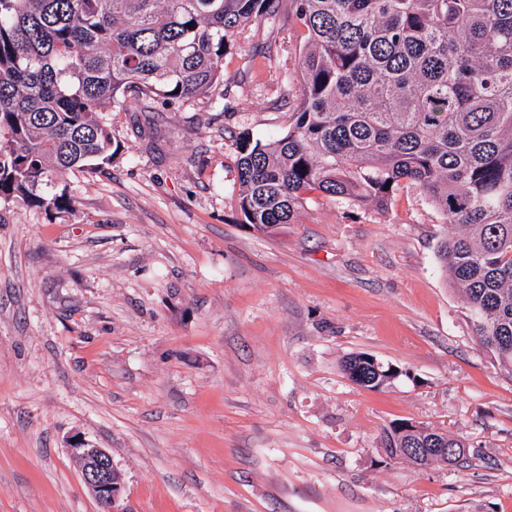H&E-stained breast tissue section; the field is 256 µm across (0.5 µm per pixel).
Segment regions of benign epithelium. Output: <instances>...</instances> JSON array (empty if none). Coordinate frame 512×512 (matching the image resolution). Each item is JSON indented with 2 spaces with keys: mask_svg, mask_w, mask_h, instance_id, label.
<instances>
[{
  "mask_svg": "<svg viewBox=\"0 0 512 512\" xmlns=\"http://www.w3.org/2000/svg\"><path fill=\"white\" fill-rule=\"evenodd\" d=\"M72 460L81 477L100 506V512H129L124 506L122 482L111 455L102 448L77 439L69 445ZM451 450L439 445L426 448H407L404 458H446Z\"/></svg>",
  "mask_w": 512,
  "mask_h": 512,
  "instance_id": "1",
  "label": "benign epithelium"
}]
</instances>
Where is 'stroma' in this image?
Returning <instances> with one entry per match:
<instances>
[{
    "label": "stroma",
    "instance_id": "stroma-1",
    "mask_svg": "<svg viewBox=\"0 0 512 512\" xmlns=\"http://www.w3.org/2000/svg\"><path fill=\"white\" fill-rule=\"evenodd\" d=\"M289 36L282 14L249 25L216 100L114 115L120 149L67 176L70 212L0 204V512H98L75 435L131 512H512V378L420 190L240 221L237 138L286 133L297 103ZM359 352L401 377L355 385ZM400 420L463 438L464 463L386 459ZM72 460L102 512H129L124 504L122 482L111 455L103 448L76 439L69 445Z\"/></svg>",
    "mask_w": 512,
    "mask_h": 512
}]
</instances>
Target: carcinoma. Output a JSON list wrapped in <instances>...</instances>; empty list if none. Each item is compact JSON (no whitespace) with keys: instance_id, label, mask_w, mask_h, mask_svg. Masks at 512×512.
I'll return each instance as SVG.
<instances>
[{"instance_id":"1","label":"carcinoma","mask_w":512,"mask_h":512,"mask_svg":"<svg viewBox=\"0 0 512 512\" xmlns=\"http://www.w3.org/2000/svg\"><path fill=\"white\" fill-rule=\"evenodd\" d=\"M299 102L288 131L238 138L237 210L258 231L310 197L384 210L419 187L450 232L442 275L512 377V0H291ZM281 0H0V203L69 211L57 182L107 164L108 112L175 106L224 83V56ZM352 353L369 390L402 375ZM435 431L392 423L394 460Z\"/></svg>"}]
</instances>
